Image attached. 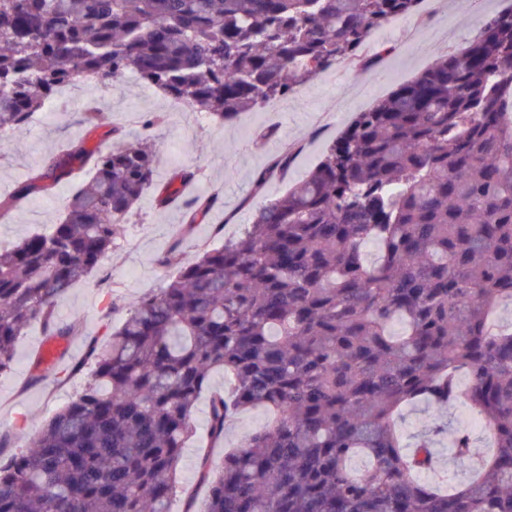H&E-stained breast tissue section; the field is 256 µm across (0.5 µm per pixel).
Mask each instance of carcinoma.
<instances>
[{"label":"carcinoma","mask_w":512,"mask_h":512,"mask_svg":"<svg viewBox=\"0 0 512 512\" xmlns=\"http://www.w3.org/2000/svg\"><path fill=\"white\" fill-rule=\"evenodd\" d=\"M418 0H0V134H22L83 75H127L223 123L361 56L367 34ZM512 7L466 47L357 113L316 167L256 208L237 237L178 279L129 303L82 393L29 450L0 462V512H171L182 449L212 371L218 441L254 407L277 423L199 459L208 489L186 512H512ZM89 163L64 219L0 248V375L27 326L68 338L54 309L96 269L133 205H160L194 179L158 185L153 154L124 142L74 143L0 199L8 220L34 193ZM212 198L189 201L188 226ZM466 374L460 387L457 375ZM421 401L466 407L496 450L452 434L467 480L443 493L426 429L407 449L395 413ZM355 456L370 468L355 472Z\"/></svg>","instance_id":"obj_1"}]
</instances>
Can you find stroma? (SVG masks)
I'll return each mask as SVG.
<instances>
[{"mask_svg":"<svg viewBox=\"0 0 512 512\" xmlns=\"http://www.w3.org/2000/svg\"><path fill=\"white\" fill-rule=\"evenodd\" d=\"M443 3L441 10L414 16L420 29L419 44L398 40L394 52L381 61L365 57L339 63L324 80L311 82L305 98L293 95L283 100L279 112H246L224 124L198 122L191 113L169 111L167 96L141 80L131 77L105 91L89 77L74 96L37 113L9 150L0 153V196L13 192L32 171L61 155L67 145L83 141L92 149H110L115 143L112 128L122 129L133 139L143 133L142 116L157 113L165 121L153 136L156 181L168 182L178 169L191 167L197 172L190 187L193 196L216 194L220 203L204 223L187 232L180 205L161 208L153 193L142 196L128 214L111 253L89 277L70 288L56 308L59 320L79 322L69 339V352L52 370L38 374L34 364L47 332L42 323L35 322L20 337L12 370L0 376V435L9 436L15 448L27 444L47 419L85 388L93 371L87 345L92 340L108 341L123 320V304L165 287L176 278L180 266L241 232L256 207L285 194L316 166L357 112L413 80L439 56L468 45L479 22L508 8L512 0ZM93 105L105 115L97 127L82 121L86 109ZM287 150L292 156L286 171L256 188L257 172ZM92 174L87 166L74 169L52 195H32L12 220L0 223V246H11L59 223L69 196ZM174 245L179 248V264L159 265L158 256ZM206 410V402H199L194 434L183 450L173 499L177 512L185 508L187 491H195L200 500L207 494L206 488L197 484L196 465L201 455H208L213 468H220L225 452L273 422L272 414L263 408L242 412L229 423L223 439L214 442L207 433Z\"/></svg>","mask_w":512,"mask_h":512,"instance_id":"obj_1","label":"stroma"}]
</instances>
